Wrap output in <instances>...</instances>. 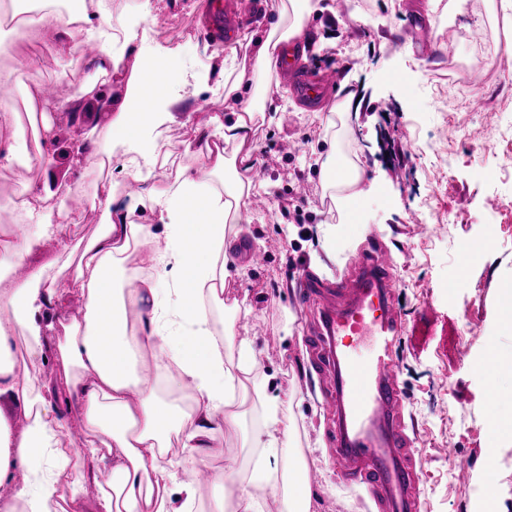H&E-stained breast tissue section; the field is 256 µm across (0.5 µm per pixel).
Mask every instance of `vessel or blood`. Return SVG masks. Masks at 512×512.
<instances>
[{"label": "vessel or blood", "instance_id": "obj_1", "mask_svg": "<svg viewBox=\"0 0 512 512\" xmlns=\"http://www.w3.org/2000/svg\"><path fill=\"white\" fill-rule=\"evenodd\" d=\"M246 15L247 0H209V27L225 43L240 38ZM304 49L297 38L281 46L279 75L292 82L300 100L318 107L338 87L340 72L334 67L315 80L300 74ZM301 288L310 339L328 379L338 471L365 485L379 512H420V460L405 432L393 352L404 326L386 253L357 254L338 283L305 277Z\"/></svg>", "mask_w": 512, "mask_h": 512}]
</instances>
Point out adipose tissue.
Here are the masks:
<instances>
[{
	"label": "adipose tissue",
	"instance_id": "adipose-tissue-1",
	"mask_svg": "<svg viewBox=\"0 0 512 512\" xmlns=\"http://www.w3.org/2000/svg\"><path fill=\"white\" fill-rule=\"evenodd\" d=\"M102 0H67L63 13L16 19L13 29L34 45H51L73 36L84 25L98 52L93 67L125 92L112 110L108 131L125 146L122 168L127 177L143 183L141 195L126 199L110 192L103 203L104 222L82 249L76 276L69 281L48 277L43 266L27 259L41 237L55 230L39 225L35 233L0 238V263L28 264L21 281L0 277V399L21 408L27 421L11 431L0 413V487L12 495L0 499V512H193L197 485L192 474L160 463L171 438L201 460L223 455L221 435L236 429L239 414L229 391L237 375L255 368L253 349L240 343L236 367L224 352L227 335H216L211 312L224 307L227 266L235 244L229 225L251 221V186L237 173L248 156L226 155L228 143L244 144L257 113L253 97L236 119L213 116L218 135L205 139L198 153L202 167L179 168L174 181L155 182L152 166L162 146L151 133L175 122L186 95L200 94L214 76L234 68L236 53L220 55L209 45L197 46L207 66L178 68V52L150 41L133 22L112 18ZM275 18L253 43L252 68L276 65L275 52L287 37L299 34L316 10L314 0H268ZM21 116L8 94L0 95V168L19 160ZM233 177L213 184V176ZM151 206L153 216L136 219L139 207ZM139 248L138 278H124L131 248ZM80 295L84 319L72 323L56 354L65 370L61 393L43 396L38 378L13 351L22 337L27 354L46 352L40 322L48 308L64 309L71 295ZM139 326L129 329L130 316ZM150 350L162 363L165 389L135 374L134 350ZM179 391L191 394L190 406L175 403ZM77 409L89 438L85 446L64 433L65 412ZM257 449L252 483L271 485L269 457H280L288 474V492L280 512H310L312 492L299 476L305 471L276 411L247 442ZM99 464L94 504L82 498L84 460Z\"/></svg>",
	"mask_w": 512,
	"mask_h": 512
}]
</instances>
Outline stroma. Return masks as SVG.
<instances>
[{
  "label": "stroma",
  "instance_id": "stroma-1",
  "mask_svg": "<svg viewBox=\"0 0 512 512\" xmlns=\"http://www.w3.org/2000/svg\"><path fill=\"white\" fill-rule=\"evenodd\" d=\"M144 27L168 40L196 64V44L208 42L201 29L204 9L190 0H167ZM433 30L453 26L455 47L434 40L420 54L405 33L399 0H320L301 33L304 68H342L340 88L320 108L307 107L278 72L246 70L248 83L267 85L277 111L259 118L249 143L254 159V196L266 206L244 225L234 257L243 277L229 278L226 301L242 309L233 321L236 339L251 341L255 376H268L267 394L279 403V418L291 425L310 470L311 512H377L364 485L337 472L329 435L327 386L307 340L308 320L299 299L302 273L337 282L353 256L377 237L392 259L394 295L404 331L394 347L404 399V425L421 456L422 512H477L478 500L494 497L501 512H512V443L492 447L484 426L485 382L473 364L489 344L512 356V338L494 336L499 286L512 276V53L499 45L512 35V16L495 11L491 0H466L455 13L449 0H424ZM85 34L51 48H27L25 69L13 71L8 92L24 99L47 81L83 83L94 97L68 94L45 110L61 148L56 189L81 196L79 222L63 214L67 236L42 240L36 256L51 262V274L74 277L84 243L102 222L101 199L112 187L111 166L84 175L88 154L109 121V107L97 93L114 97L113 79L88 63ZM484 61L482 78L471 84L477 106L461 109L448 89L451 62ZM243 101L226 94L224 82L185 102L161 137L169 148L155 178L191 162L187 144L214 134L211 115L233 120ZM363 169L366 196L353 218L339 213L333 189L323 180L317 157L329 152ZM305 184L304 196L295 188ZM491 239L490 250L471 257L464 244ZM266 255L255 266L247 250ZM241 427L224 435V455L213 469L246 473L255 449L243 442L264 424L265 407L248 399ZM498 470L495 485H481L487 455ZM466 467L470 482L458 480Z\"/></svg>",
  "mask_w": 512,
  "mask_h": 512
}]
</instances>
